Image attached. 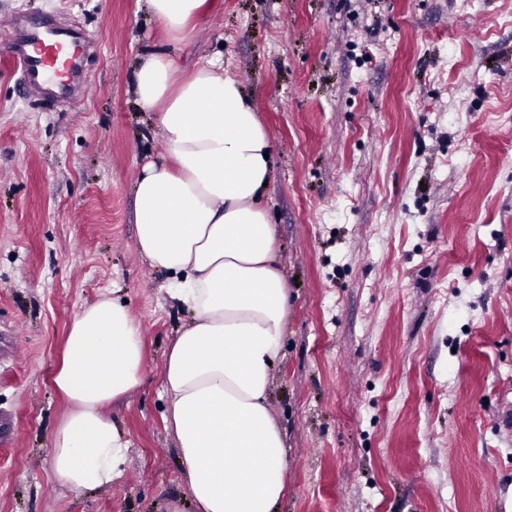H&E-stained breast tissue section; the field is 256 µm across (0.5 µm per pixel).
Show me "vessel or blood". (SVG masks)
<instances>
[{"label":"vessel or blood","mask_w":512,"mask_h":512,"mask_svg":"<svg viewBox=\"0 0 512 512\" xmlns=\"http://www.w3.org/2000/svg\"><path fill=\"white\" fill-rule=\"evenodd\" d=\"M11 55L20 64L22 83L31 91L56 100L73 98L81 86L85 40L50 22L4 29Z\"/></svg>","instance_id":"obj_1"}]
</instances>
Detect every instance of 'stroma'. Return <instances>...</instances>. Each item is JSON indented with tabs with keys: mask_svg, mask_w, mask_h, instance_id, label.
<instances>
[{
	"mask_svg": "<svg viewBox=\"0 0 512 512\" xmlns=\"http://www.w3.org/2000/svg\"><path fill=\"white\" fill-rule=\"evenodd\" d=\"M209 2L175 44L144 0H0L90 41L83 95L55 104L0 42V512H192L160 384L188 314L136 248L133 182L164 146L131 76L159 49L186 74L218 59L274 142L278 512H512V0ZM106 296L147 373L112 405L125 478L71 492L52 377Z\"/></svg>",
	"mask_w": 512,
	"mask_h": 512,
	"instance_id": "obj_1",
	"label": "stroma"
}]
</instances>
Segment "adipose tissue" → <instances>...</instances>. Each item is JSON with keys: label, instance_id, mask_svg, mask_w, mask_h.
Returning a JSON list of instances; mask_svg holds the SVG:
<instances>
[{"label": "adipose tissue", "instance_id": "1", "mask_svg": "<svg viewBox=\"0 0 512 512\" xmlns=\"http://www.w3.org/2000/svg\"><path fill=\"white\" fill-rule=\"evenodd\" d=\"M146 2L178 43L207 0ZM178 71L171 55L154 52L133 75L168 155L146 162L133 184L136 244L192 313L161 371L165 423L197 512H274L287 457L268 395L288 285L259 203L272 178V140L220 63ZM145 369L142 326L124 304L105 297L81 309L53 377L68 403L49 457L61 486L108 488L124 477L131 442L110 410L140 388Z\"/></svg>", "mask_w": 512, "mask_h": 512}]
</instances>
